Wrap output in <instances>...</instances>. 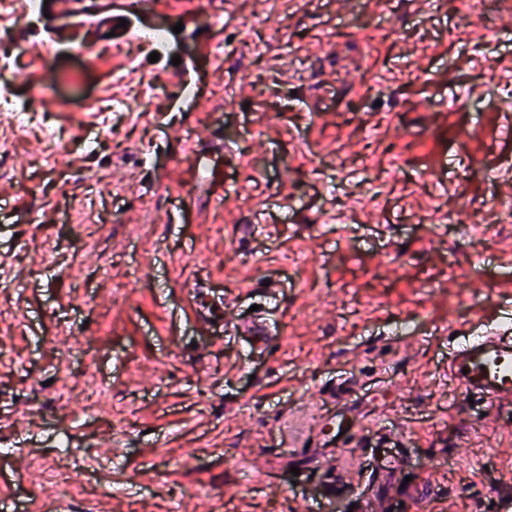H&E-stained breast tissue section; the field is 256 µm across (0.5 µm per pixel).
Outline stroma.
Returning <instances> with one entry per match:
<instances>
[{
	"mask_svg": "<svg viewBox=\"0 0 512 512\" xmlns=\"http://www.w3.org/2000/svg\"><path fill=\"white\" fill-rule=\"evenodd\" d=\"M201 2L170 41L179 64L140 55L155 95L131 117L86 107L125 64L118 0L0 21L17 102L46 111L23 138L0 105L16 145L0 175V497L302 512L293 491L322 479L309 434L333 436L334 415L362 432L338 454L337 512L383 491L414 512L424 485L429 512H492L512 495V403L478 419L448 359L512 318V0H234L220 27ZM48 136L66 155L45 154ZM208 295L242 319L259 306L284 336L259 352L209 332L193 304ZM81 372L105 389L96 412L56 398ZM389 422L406 463L387 478L373 457ZM64 451L83 471L73 493L45 469Z\"/></svg>",
	"mask_w": 512,
	"mask_h": 512,
	"instance_id": "stroma-1",
	"label": "stroma"
}]
</instances>
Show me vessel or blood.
<instances>
[{
	"instance_id": "vessel-or-blood-1",
	"label": "vessel or blood",
	"mask_w": 512,
	"mask_h": 512,
	"mask_svg": "<svg viewBox=\"0 0 512 512\" xmlns=\"http://www.w3.org/2000/svg\"><path fill=\"white\" fill-rule=\"evenodd\" d=\"M221 319L233 323L249 344L264 350L272 349L278 324L263 318L237 320L231 308H224ZM448 375L466 393L477 396L486 416L497 415L503 403L512 402V322L488 326L486 330L468 337L448 361ZM401 440L387 433L381 451L374 459L376 468L396 469L400 456L396 449ZM342 495L336 482H329L322 491L303 499V512H334Z\"/></svg>"
}]
</instances>
